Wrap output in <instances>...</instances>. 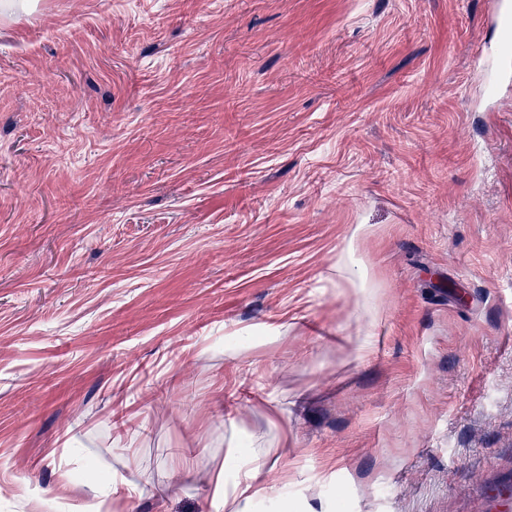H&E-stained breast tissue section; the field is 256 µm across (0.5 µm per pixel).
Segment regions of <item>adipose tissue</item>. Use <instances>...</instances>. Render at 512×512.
I'll list each match as a JSON object with an SVG mask.
<instances>
[{"mask_svg": "<svg viewBox=\"0 0 512 512\" xmlns=\"http://www.w3.org/2000/svg\"><path fill=\"white\" fill-rule=\"evenodd\" d=\"M264 436L252 435L247 448H233L213 483L214 512H248L250 504L267 493L264 473Z\"/></svg>", "mask_w": 512, "mask_h": 512, "instance_id": "obj_1", "label": "adipose tissue"}]
</instances>
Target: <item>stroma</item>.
<instances>
[{
    "instance_id": "obj_1",
    "label": "stroma",
    "mask_w": 512,
    "mask_h": 512,
    "mask_svg": "<svg viewBox=\"0 0 512 512\" xmlns=\"http://www.w3.org/2000/svg\"><path fill=\"white\" fill-rule=\"evenodd\" d=\"M495 0H29L0 19V512H506ZM380 318L329 272L350 229ZM287 324L240 358L225 336ZM289 482H282V474ZM232 447L213 483L214 512H247L253 501L267 493L262 448H273L272 444L264 435H250L248 448H238V442Z\"/></svg>"
}]
</instances>
